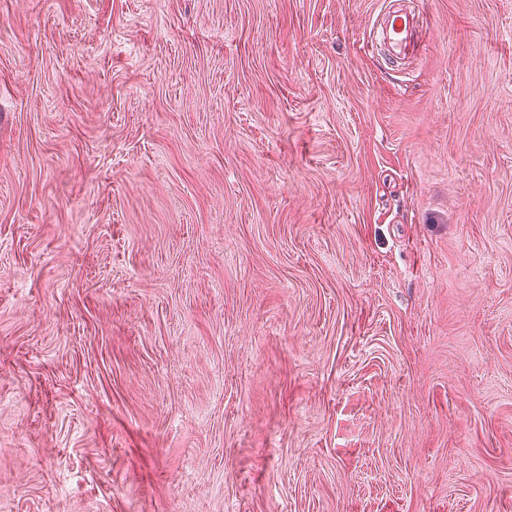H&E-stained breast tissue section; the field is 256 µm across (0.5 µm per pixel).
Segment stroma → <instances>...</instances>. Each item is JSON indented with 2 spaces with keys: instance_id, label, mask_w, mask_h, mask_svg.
<instances>
[{
  "instance_id": "stroma-1",
  "label": "stroma",
  "mask_w": 512,
  "mask_h": 512,
  "mask_svg": "<svg viewBox=\"0 0 512 512\" xmlns=\"http://www.w3.org/2000/svg\"><path fill=\"white\" fill-rule=\"evenodd\" d=\"M0 0V512H512V0ZM418 27L412 10L400 3L390 5L378 39L390 62L401 64L417 51Z\"/></svg>"
}]
</instances>
